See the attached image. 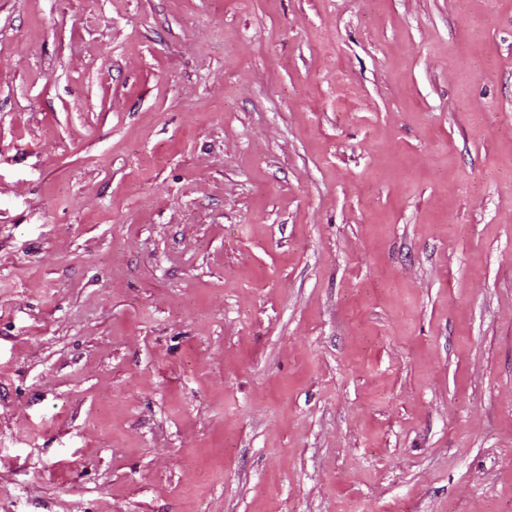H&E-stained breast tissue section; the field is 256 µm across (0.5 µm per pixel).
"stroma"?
Returning <instances> with one entry per match:
<instances>
[{
    "instance_id": "35a3bbf8",
    "label": "stroma",
    "mask_w": 512,
    "mask_h": 512,
    "mask_svg": "<svg viewBox=\"0 0 512 512\" xmlns=\"http://www.w3.org/2000/svg\"><path fill=\"white\" fill-rule=\"evenodd\" d=\"M0 512H512V0H0Z\"/></svg>"
}]
</instances>
